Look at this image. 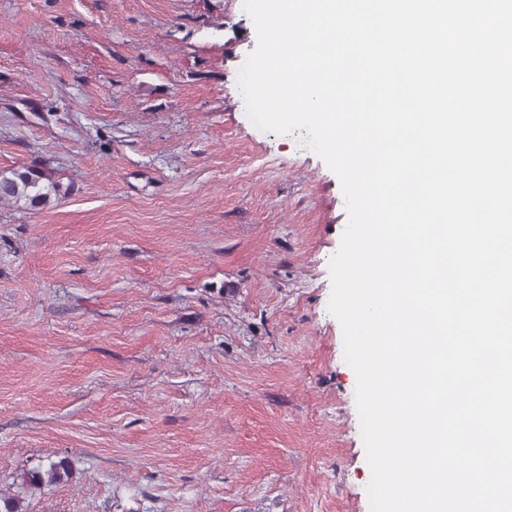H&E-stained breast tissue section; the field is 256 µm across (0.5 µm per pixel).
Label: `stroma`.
<instances>
[{"mask_svg": "<svg viewBox=\"0 0 512 512\" xmlns=\"http://www.w3.org/2000/svg\"><path fill=\"white\" fill-rule=\"evenodd\" d=\"M243 0H0V495L24 512H370L328 309L349 220L260 130ZM69 459L72 473L27 484ZM60 184L52 171L40 167L13 169L0 172V200L24 202L30 207L47 203L51 193L59 191Z\"/></svg>", "mask_w": 512, "mask_h": 512, "instance_id": "1", "label": "stroma"}]
</instances>
